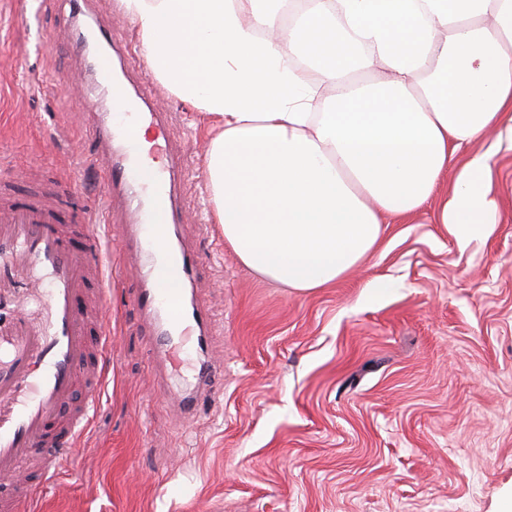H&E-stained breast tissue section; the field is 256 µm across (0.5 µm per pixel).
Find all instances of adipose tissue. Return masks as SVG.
<instances>
[{"instance_id": "obj_1", "label": "adipose tissue", "mask_w": 512, "mask_h": 512, "mask_svg": "<svg viewBox=\"0 0 512 512\" xmlns=\"http://www.w3.org/2000/svg\"><path fill=\"white\" fill-rule=\"evenodd\" d=\"M287 3L121 0L153 75L209 118L213 218L240 262L310 293L433 198L458 243L489 234L494 158L512 151V0H309L289 27Z\"/></svg>"}]
</instances>
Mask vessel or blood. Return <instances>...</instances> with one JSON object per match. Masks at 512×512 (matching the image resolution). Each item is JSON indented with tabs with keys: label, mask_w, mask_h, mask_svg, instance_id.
<instances>
[{
	"label": "vessel or blood",
	"mask_w": 512,
	"mask_h": 512,
	"mask_svg": "<svg viewBox=\"0 0 512 512\" xmlns=\"http://www.w3.org/2000/svg\"><path fill=\"white\" fill-rule=\"evenodd\" d=\"M142 123L160 124L144 91L129 96L113 90L112 119L98 130L109 182L103 222L111 223L115 205L123 206L128 241L149 264L150 282L136 289L135 302L161 344L191 342L208 374L223 364L208 354L205 310L187 306L181 291L191 258L160 230L182 220L171 192L182 158L170 154L159 167L147 165L135 133ZM66 191L61 182L51 198L19 202L0 189V483L16 492L11 500L0 499V512H34L38 489L56 488L71 448L88 429L112 351L106 313L93 318L86 308L106 300L103 238L92 223L70 232ZM17 277L24 292L43 302L42 320L33 321L18 302L6 300L5 283Z\"/></svg>",
	"instance_id": "vessel-or-blood-1"
}]
</instances>
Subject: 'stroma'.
<instances>
[{"mask_svg":"<svg viewBox=\"0 0 512 512\" xmlns=\"http://www.w3.org/2000/svg\"><path fill=\"white\" fill-rule=\"evenodd\" d=\"M112 31L131 83L151 69L120 0H0V182L29 195L28 168L68 178L73 224L98 210L106 177L92 126L110 89L85 71L75 25ZM72 75L61 85L58 74ZM172 147L177 230L194 256L193 295L213 318L211 377L185 427L173 393L196 356H152L133 302L141 270L112 226V355L86 436L43 493L41 512H506L512 506V151L496 157L500 221L459 245L436 201L390 218L366 259L309 294L245 268L213 224L205 116L155 83ZM375 281L386 287L372 291Z\"/></svg>","mask_w":512,"mask_h":512,"instance_id":"stroma-1","label":"stroma"}]
</instances>
